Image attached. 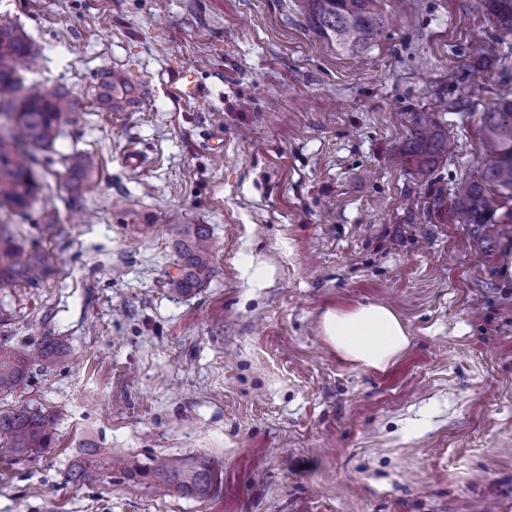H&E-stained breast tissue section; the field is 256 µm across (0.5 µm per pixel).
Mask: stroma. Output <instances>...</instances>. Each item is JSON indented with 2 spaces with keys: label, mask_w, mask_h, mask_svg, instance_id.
Returning a JSON list of instances; mask_svg holds the SVG:
<instances>
[{
  "label": "stroma",
  "mask_w": 512,
  "mask_h": 512,
  "mask_svg": "<svg viewBox=\"0 0 512 512\" xmlns=\"http://www.w3.org/2000/svg\"><path fill=\"white\" fill-rule=\"evenodd\" d=\"M379 5L385 33L349 57L301 0H0L41 50L27 81L78 103L39 169L65 237L36 210L15 221L53 273L0 297L7 344L49 334L74 357L0 398L56 418L53 447L0 451V512H512V224L487 238L451 207L485 161L484 108L512 91V33L471 0ZM109 69L146 105L101 109ZM186 71L196 96L177 91ZM425 112L448 144L421 177ZM74 151L95 166L76 195ZM182 224L216 242L185 296L168 285ZM368 302L410 336L383 372L320 329ZM88 442L101 462L68 481ZM116 452L203 456L221 483L162 494L112 470Z\"/></svg>",
  "instance_id": "stroma-1"
}]
</instances>
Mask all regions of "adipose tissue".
Instances as JSON below:
<instances>
[{
  "mask_svg": "<svg viewBox=\"0 0 512 512\" xmlns=\"http://www.w3.org/2000/svg\"><path fill=\"white\" fill-rule=\"evenodd\" d=\"M322 331L340 358L379 371L409 345L403 323L388 306L378 303L326 310Z\"/></svg>",
  "mask_w": 512,
  "mask_h": 512,
  "instance_id": "obj_1",
  "label": "adipose tissue"
}]
</instances>
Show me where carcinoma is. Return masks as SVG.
Here are the masks:
<instances>
[{
  "label": "carcinoma",
  "mask_w": 512,
  "mask_h": 512,
  "mask_svg": "<svg viewBox=\"0 0 512 512\" xmlns=\"http://www.w3.org/2000/svg\"><path fill=\"white\" fill-rule=\"evenodd\" d=\"M491 15L495 26L512 31V0H476ZM311 25L334 50L356 56L367 51L383 34L388 18L378 0H302ZM41 53L27 34L12 22L0 23V117L12 123L0 132V208L21 218L38 203L39 183L35 151L49 147L61 127L76 111V101L66 90H46L24 85L21 70L35 71ZM137 102L135 89L122 72L107 70L101 77L98 103L106 111ZM483 147L487 161L474 177L453 191V210L460 224L512 223V96L504 95L482 115ZM68 183L80 188L94 177L92 160L74 151L65 157ZM177 273L171 291L188 295L202 287L212 274L215 247L206 224L180 225L175 244ZM50 273L45 254L18 241L10 224H0V288L38 286ZM60 339L45 335L33 350H18L0 343V396L7 397L30 378L34 366L48 369L67 357ZM55 419L43 408L24 406L0 413V448L29 456L52 447ZM112 468L127 476L145 478L194 497L210 495L220 483L219 472L205 460L160 458L141 467L114 455Z\"/></svg>",
  "instance_id": "cac0c4a2"
}]
</instances>
